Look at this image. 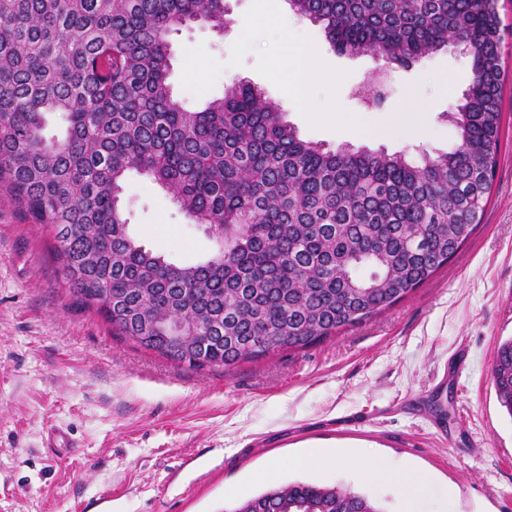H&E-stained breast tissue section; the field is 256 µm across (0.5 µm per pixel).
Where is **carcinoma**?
<instances>
[{"instance_id":"cac0c4a2","label":"carcinoma","mask_w":512,"mask_h":512,"mask_svg":"<svg viewBox=\"0 0 512 512\" xmlns=\"http://www.w3.org/2000/svg\"><path fill=\"white\" fill-rule=\"evenodd\" d=\"M340 53L402 68L455 39L472 78L458 142L422 164L301 139L246 80L200 110L170 83L168 35L227 23L225 0H0V187L50 229L69 292L113 334L204 370L314 347L391 308L470 238L497 165L505 70L498 0H288ZM50 114L64 116L47 138ZM135 171L215 237L177 265L131 236ZM180 319L205 337L169 329ZM512 417V338L491 367ZM234 512H383L364 494L296 481Z\"/></svg>"}]
</instances>
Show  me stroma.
Listing matches in <instances>:
<instances>
[{
	"label": "stroma",
	"instance_id": "stroma-1",
	"mask_svg": "<svg viewBox=\"0 0 512 512\" xmlns=\"http://www.w3.org/2000/svg\"><path fill=\"white\" fill-rule=\"evenodd\" d=\"M218 32L171 33L170 81L187 108L244 79L282 106L307 141L328 149L450 151L446 113L467 90L469 55L446 50L389 69L378 107L359 97L378 76L373 54H341L323 29L261 0H225ZM498 163L480 224L456 255L380 315L329 341L257 361L195 370L115 336L76 304L48 229L0 191V512H235L294 481L365 494L401 512V491L367 476L374 459L430 480L421 507L454 486L452 512H512V416L490 370L512 337V0H499ZM130 232L179 265L209 257L213 238L137 173L123 183ZM60 431L70 447L47 446ZM324 445L356 452L350 468L300 469L289 459ZM282 460L273 476L264 471Z\"/></svg>",
	"mask_w": 512,
	"mask_h": 512
}]
</instances>
